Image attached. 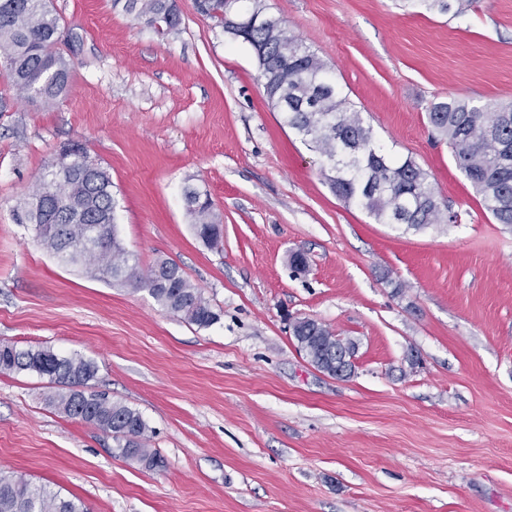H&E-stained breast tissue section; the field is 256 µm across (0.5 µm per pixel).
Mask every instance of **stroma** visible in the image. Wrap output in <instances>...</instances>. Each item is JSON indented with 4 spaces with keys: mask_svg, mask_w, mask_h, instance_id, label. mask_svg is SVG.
<instances>
[{
    "mask_svg": "<svg viewBox=\"0 0 512 512\" xmlns=\"http://www.w3.org/2000/svg\"><path fill=\"white\" fill-rule=\"evenodd\" d=\"M197 2L177 0L181 23L161 35L112 0H48L74 62L50 105L0 63V343L95 361V390L138 410L166 460L118 456L45 404L48 378L0 373V472L89 512H512V226L427 120L451 96L512 102V0L457 16L417 0H263L458 216L419 230L330 191L251 48ZM75 142L112 177L126 250L144 268L177 263L216 323L60 263L17 222ZM189 188L219 213L220 248L196 236ZM292 317L355 341L351 377L308 362Z\"/></svg>",
    "mask_w": 512,
    "mask_h": 512,
    "instance_id": "1",
    "label": "stroma"
}]
</instances>
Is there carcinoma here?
Here are the masks:
<instances>
[{
	"label": "carcinoma",
	"mask_w": 512,
	"mask_h": 512,
	"mask_svg": "<svg viewBox=\"0 0 512 512\" xmlns=\"http://www.w3.org/2000/svg\"><path fill=\"white\" fill-rule=\"evenodd\" d=\"M207 17L224 26V0H203ZM136 19L147 15L166 33L179 26L170 0H113V6ZM60 19L46 0H0V59L14 85L45 104L64 96L70 87L73 60L58 48ZM251 44L265 50L273 78L268 100L286 124L324 158L331 191L354 202L385 224L421 229L442 223L427 173L411 159H395L376 144L361 113L347 106V97L327 74L326 64L309 48L288 36L285 29L272 35L269 28L248 30ZM428 122L448 144L459 170L474 185L483 207L499 224L512 225V104L490 108L467 98L450 97L432 105ZM70 158L48 165L47 174L25 202V219L35 225L41 244L52 254L75 244L87 226H101L107 243L101 251H74L69 264L133 289H146L169 312L200 328L219 320L198 288L179 265L158 260L147 270L139 267L121 245L115 230L112 177L90 160L79 144L70 146ZM188 213L198 236L210 246L222 238V224L209 198L195 189L185 191ZM299 352L318 370L333 374L330 357L345 345L324 324L309 318L292 324ZM0 372L35 373L58 389L46 402L59 413L78 418L111 435L118 455L148 468L164 460L146 447L149 426L141 413L114 403L89 389L97 364L79 354L62 355L51 348L19 349L0 343ZM0 512H86L81 501L67 499L46 487H32L0 473Z\"/></svg>",
	"instance_id": "cac0c4a2"
}]
</instances>
